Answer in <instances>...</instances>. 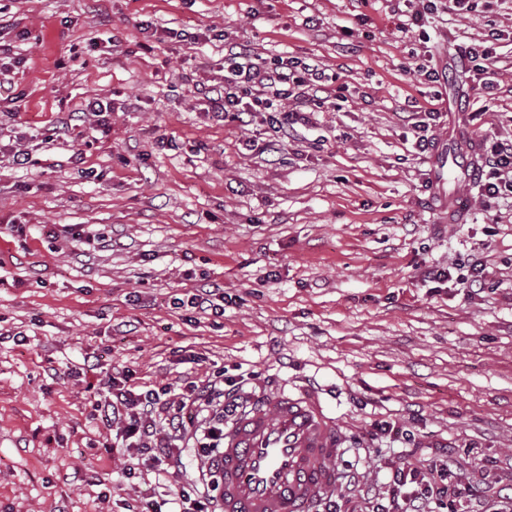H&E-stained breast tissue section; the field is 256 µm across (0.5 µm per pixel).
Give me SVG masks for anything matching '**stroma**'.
<instances>
[{
	"label": "stroma",
	"instance_id": "obj_1",
	"mask_svg": "<svg viewBox=\"0 0 512 512\" xmlns=\"http://www.w3.org/2000/svg\"><path fill=\"white\" fill-rule=\"evenodd\" d=\"M477 3L407 38L383 0H0V136L34 160L0 162V512H125L143 486L103 448L98 377L177 388L221 368L250 401L317 392L345 450L341 512H375L391 472L448 456L475 490L461 512L512 499V193L473 185L462 220L438 211L410 120L431 104L410 72L429 51L448 74L429 135L512 138V0ZM144 20L174 31L150 53ZM493 29L499 90L482 99L456 48ZM233 46L314 60L346 98L272 149L269 123L200 107ZM97 98L100 140L77 115ZM71 224L110 247L58 243ZM212 287L223 316L187 306ZM83 114L88 123L96 127V130L101 131L102 134L110 130L112 116V104L110 102L104 104L99 99L89 102Z\"/></svg>",
	"mask_w": 512,
	"mask_h": 512
}]
</instances>
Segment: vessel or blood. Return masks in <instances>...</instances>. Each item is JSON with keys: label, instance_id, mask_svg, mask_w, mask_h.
<instances>
[{"label": "vessel or blood", "instance_id": "vessel-or-blood-1", "mask_svg": "<svg viewBox=\"0 0 512 512\" xmlns=\"http://www.w3.org/2000/svg\"><path fill=\"white\" fill-rule=\"evenodd\" d=\"M478 145L438 143L432 190L471 181ZM340 432L316 393H285L253 404L224 430L220 512H314L336 492Z\"/></svg>", "mask_w": 512, "mask_h": 512}]
</instances>
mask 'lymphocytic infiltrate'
Listing matches in <instances>:
<instances>
[{
    "instance_id": "f902f5d3",
    "label": "lymphocytic infiltrate",
    "mask_w": 512,
    "mask_h": 512,
    "mask_svg": "<svg viewBox=\"0 0 512 512\" xmlns=\"http://www.w3.org/2000/svg\"><path fill=\"white\" fill-rule=\"evenodd\" d=\"M334 95L330 77L319 65L293 56L270 63L239 51L224 57V93L212 99L211 111L217 120L241 126L251 125L261 113L275 112L282 116L276 131L284 135L293 125L308 124L311 114ZM480 157L479 192L492 197L501 189H512V140L481 145ZM107 386L108 393L95 400L93 409L112 427L113 447L137 451L136 461L126 464L123 476L146 485L159 483L165 473L183 464L174 437L192 440L203 450L198 480L172 498L171 512H209L222 491L224 420L239 404L234 390L226 388L223 372L189 382L177 393L167 384L121 388L113 377ZM452 474L447 459L398 469L392 475L389 505L382 512H447L451 503L446 481Z\"/></svg>"
}]
</instances>
